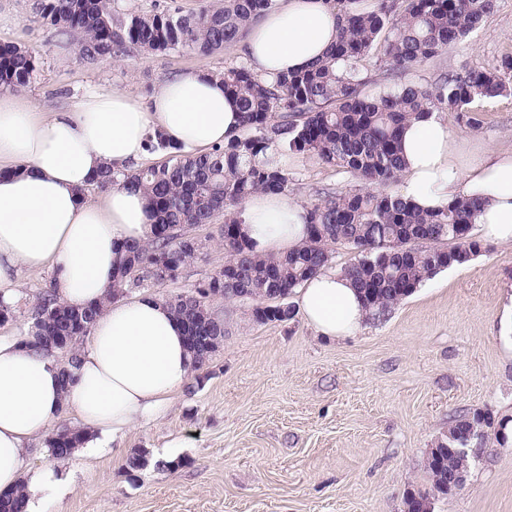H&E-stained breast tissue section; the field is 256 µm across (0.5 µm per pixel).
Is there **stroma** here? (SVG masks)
I'll return each mask as SVG.
<instances>
[{
	"label": "stroma",
	"mask_w": 512,
	"mask_h": 512,
	"mask_svg": "<svg viewBox=\"0 0 512 512\" xmlns=\"http://www.w3.org/2000/svg\"><path fill=\"white\" fill-rule=\"evenodd\" d=\"M32 3L8 0L13 22L0 39L40 55L41 75L26 94L45 111L69 108L91 87L128 88L146 99L179 71L219 73L243 59L235 44L210 55L134 51L88 68L70 40L31 23ZM510 50L512 0H497L480 28L404 80L426 84L441 69L491 68ZM483 108L477 129L446 112L441 118L461 139L511 151L512 94ZM283 162L294 203L356 185L312 156ZM221 226L189 228L203 249L176 279L157 284L156 295L187 291L223 264ZM481 246L469 263L437 273L343 339L319 337L300 316L260 324L248 305L211 299L224 345L160 417L85 461L50 460L45 435L29 442L31 467L52 464L72 475L46 512H403L405 491L421 482L426 452L454 415L487 410L512 422V247L488 239ZM50 281L48 271H22L12 334H26L29 306ZM137 449L149 462L126 473L125 458ZM178 458L183 467L164 468ZM434 512H512V445L488 437L464 488Z\"/></svg>",
	"instance_id": "1"
}]
</instances>
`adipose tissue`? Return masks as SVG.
<instances>
[{
  "mask_svg": "<svg viewBox=\"0 0 512 512\" xmlns=\"http://www.w3.org/2000/svg\"><path fill=\"white\" fill-rule=\"evenodd\" d=\"M326 0H274L244 46L259 78L296 72L326 56L336 41ZM162 132L183 153L203 154L242 131L241 114L222 80L184 70L142 103L134 93L92 89L71 108L45 112L28 96L0 92V292L11 294L23 270H49L57 297L72 306L107 305L81 349L70 383L52 357L0 334V493L24 487L26 512L63 482L54 467H29L27 444L65 412L77 415L90 459L108 441L156 417L194 372L184 330L156 295L107 301L124 262L123 247L151 237L154 215L141 192L112 188L88 198L97 173L150 159L147 140ZM401 196L423 209L480 197L475 218L485 238L512 246V151L468 155L437 112L402 133ZM305 210L261 194L239 216L255 254L279 256L306 239ZM299 311L318 333L354 335L366 311L349 280L324 270L299 296Z\"/></svg>",
  "mask_w": 512,
  "mask_h": 512,
  "instance_id": "adipose-tissue-1",
  "label": "adipose tissue"
}]
</instances>
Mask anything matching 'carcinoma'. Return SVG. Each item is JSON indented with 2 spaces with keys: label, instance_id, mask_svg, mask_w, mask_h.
<instances>
[{
  "label": "carcinoma",
  "instance_id": "obj_1",
  "mask_svg": "<svg viewBox=\"0 0 512 512\" xmlns=\"http://www.w3.org/2000/svg\"><path fill=\"white\" fill-rule=\"evenodd\" d=\"M115 0H34L30 22L66 35L77 55L98 65L131 50L146 54H211L234 44L273 0H207L195 11L170 4L150 11H118ZM336 11L338 36L327 56L308 68L262 80L246 64L217 74L224 93L242 115V132L207 155L171 152L169 160L144 169L101 171L95 188H133L145 194L156 221L152 239L126 247L112 296L129 288H152L197 258L201 248L185 228L211 224L224 215V266L186 293L162 300L196 336L198 323L214 315L215 297L251 306L261 324L295 318L289 299L332 264L333 246L348 245L358 259L341 269L360 294L368 316L379 317L438 272L470 262L481 252L473 236L475 199L455 200L444 210L420 211L397 192L350 189L325 192L305 205L308 238L278 257L253 254L237 214L255 194L287 196L293 176L282 163L288 152L310 155L367 185L384 186L402 170L400 135L412 118L432 110L450 112L477 129L479 103L512 90V52L497 66L442 73L423 86L400 83L401 75L445 53L478 29L497 0H328ZM396 81L374 95L363 93L371 59ZM40 75V59L24 44L0 42V91H20ZM102 305L76 309L54 289L40 293L31 312L39 336L72 337L69 369L79 365L80 344ZM216 319V318H214ZM221 324L223 320L216 319ZM491 414L456 417L437 453L426 457L424 484L407 492L404 512H434L448 497V472L463 459L456 452L462 431L474 427L469 446L481 448L493 428ZM84 436L62 429L48 436L52 459L65 458ZM23 487L0 496V512H23Z\"/></svg>",
  "mask_w": 512,
  "mask_h": 512
}]
</instances>
